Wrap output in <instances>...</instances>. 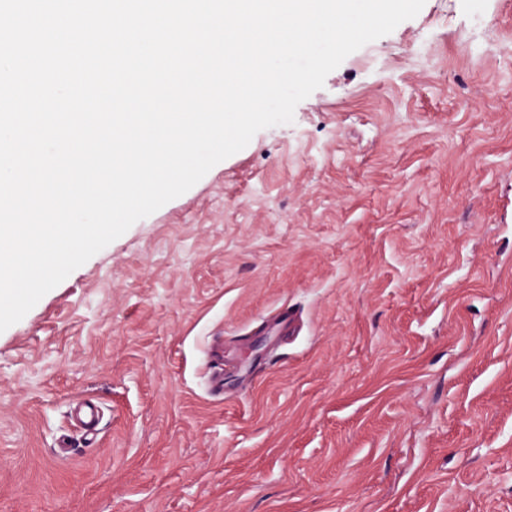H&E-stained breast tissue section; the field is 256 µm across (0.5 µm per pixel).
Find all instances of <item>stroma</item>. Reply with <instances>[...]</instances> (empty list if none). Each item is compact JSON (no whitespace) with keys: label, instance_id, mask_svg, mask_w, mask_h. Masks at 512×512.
<instances>
[{"label":"stroma","instance_id":"stroma-1","mask_svg":"<svg viewBox=\"0 0 512 512\" xmlns=\"http://www.w3.org/2000/svg\"><path fill=\"white\" fill-rule=\"evenodd\" d=\"M0 512H512V0H426L1 332ZM211 364V387L210 392L214 396L224 395L223 371H224V355L221 348L215 345L211 351L210 362Z\"/></svg>","mask_w":512,"mask_h":512}]
</instances>
